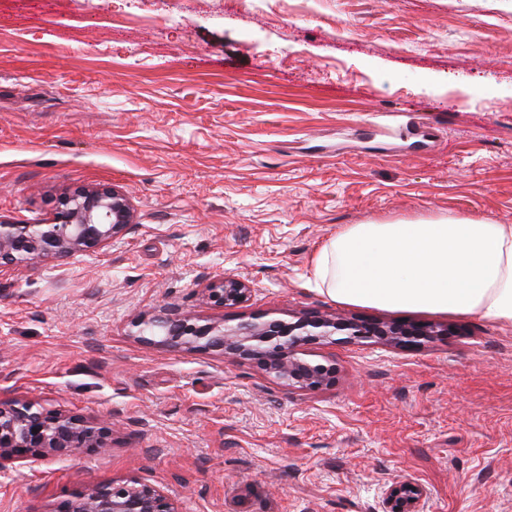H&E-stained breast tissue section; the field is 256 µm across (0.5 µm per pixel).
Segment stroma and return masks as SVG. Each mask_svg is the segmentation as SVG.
Instances as JSON below:
<instances>
[{"instance_id": "stroma-1", "label": "stroma", "mask_w": 512, "mask_h": 512, "mask_svg": "<svg viewBox=\"0 0 512 512\" xmlns=\"http://www.w3.org/2000/svg\"><path fill=\"white\" fill-rule=\"evenodd\" d=\"M384 113L381 132L354 126ZM86 186L134 229L64 262L0 269V401L112 430L95 452L15 462L0 512H51L131 476L179 512H512V327L317 291L351 224L512 225V0H0V217L32 224ZM249 281L218 308L214 276ZM163 304L225 326L266 315L428 323L417 348L309 345L299 391L230 355L139 341ZM201 291L210 305L224 308L248 301L252 288L245 279L222 275L213 277ZM425 490L412 483L392 486L386 493V512H422Z\"/></svg>"}]
</instances>
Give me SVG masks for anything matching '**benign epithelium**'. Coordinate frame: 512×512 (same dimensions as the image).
I'll list each match as a JSON object with an SVG mask.
<instances>
[{
	"mask_svg": "<svg viewBox=\"0 0 512 512\" xmlns=\"http://www.w3.org/2000/svg\"><path fill=\"white\" fill-rule=\"evenodd\" d=\"M135 228L129 199L111 187L80 188L63 196L53 214L34 224L0 218V268L28 267L47 259H66L105 245ZM252 288L235 276H216L202 294L215 307L249 300ZM133 335L172 350L230 354L255 363L273 379L304 391L334 381L336 367L306 358L304 346L328 340L340 331L350 340L391 346L420 345L441 335L432 324L355 321L304 314L294 322L255 318L234 327L202 319L169 306L132 321ZM110 428L103 422L24 398L0 402V472L21 459L71 455L106 447ZM425 490L412 483L391 487L387 512H423ZM51 512H178L161 487L130 477L98 483L72 493Z\"/></svg>",
	"mask_w": 512,
	"mask_h": 512,
	"instance_id": "7a95c632",
	"label": "benign epithelium"
}]
</instances>
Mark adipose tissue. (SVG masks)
I'll list each match as a JSON object with an SVG mask.
<instances>
[{"label":"adipose tissue","mask_w":512,"mask_h":512,"mask_svg":"<svg viewBox=\"0 0 512 512\" xmlns=\"http://www.w3.org/2000/svg\"><path fill=\"white\" fill-rule=\"evenodd\" d=\"M313 276L338 302L512 326V225L464 216L353 224L319 250Z\"/></svg>","instance_id":"ef3b65f1"}]
</instances>
